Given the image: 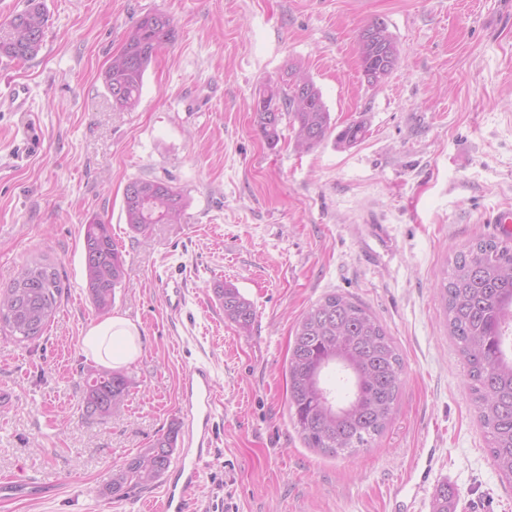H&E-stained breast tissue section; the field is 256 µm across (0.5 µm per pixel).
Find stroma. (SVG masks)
Returning a JSON list of instances; mask_svg holds the SVG:
<instances>
[{
    "label": "stroma",
    "mask_w": 512,
    "mask_h": 512,
    "mask_svg": "<svg viewBox=\"0 0 512 512\" xmlns=\"http://www.w3.org/2000/svg\"><path fill=\"white\" fill-rule=\"evenodd\" d=\"M44 43L31 61L0 57V98L29 87L27 108L0 111V287L44 260L64 284L60 311L35 340L0 328V512H142L160 486L112 476L178 423L180 380L208 360L223 408L197 498L205 512H512L493 465L464 361L448 334L440 284L475 237L504 238L512 206V0H44ZM169 14L175 41L145 74L140 104L112 106L102 73L144 14ZM384 21L400 49L369 86L356 35ZM305 70L337 126L365 123L358 144L295 151L288 123L269 146L254 119L260 88ZM169 179L183 223L130 231L123 189ZM111 224L126 258L112 312L132 320L142 353L122 371L128 405L89 420L91 366L81 344L102 316L83 273L82 226ZM184 278L171 317L158 280ZM229 282L256 312L249 332L214 294ZM330 292L365 305L403 363L394 419L371 448L332 458L305 447L290 417L294 327Z\"/></svg>",
    "instance_id": "stroma-1"
}]
</instances>
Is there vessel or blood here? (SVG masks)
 Returning a JSON list of instances; mask_svg holds the SVG:
<instances>
[{
  "label": "vessel or blood",
  "instance_id": "b4317fda",
  "mask_svg": "<svg viewBox=\"0 0 512 512\" xmlns=\"http://www.w3.org/2000/svg\"><path fill=\"white\" fill-rule=\"evenodd\" d=\"M160 298L170 315H180L187 303L185 280L169 276L160 282ZM217 397L210 366L193 364L181 383L180 450L165 477L162 512H198L195 491L203 464L210 457L217 426Z\"/></svg>",
  "mask_w": 512,
  "mask_h": 512
}]
</instances>
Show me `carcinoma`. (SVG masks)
<instances>
[{"mask_svg": "<svg viewBox=\"0 0 512 512\" xmlns=\"http://www.w3.org/2000/svg\"><path fill=\"white\" fill-rule=\"evenodd\" d=\"M48 23L42 0H26L25 8L0 24V57L32 59L40 51ZM375 31V48L360 58L364 72L390 75L399 60L397 44L386 24L373 20L358 33ZM173 20L156 11L142 16L127 33L121 51L103 74V83L120 111L139 102L145 73L156 53L175 40ZM257 125L268 145L275 146L280 124L288 117L294 147L309 152L331 134L336 144L361 142L364 123L335 130L320 89L310 77L289 68L283 85H267L254 100ZM187 201L176 186L162 179L135 178L125 185V224L138 234L153 224H179ZM86 288L93 306L112 309L115 290L125 277V257L112 237V225L95 216L83 225ZM450 336L466 364L475 409L488 436L494 465L512 480V354L504 328L512 321V237L479 238L460 250L442 285ZM63 282L58 270L33 261L0 289V323L19 341L43 335L60 306ZM224 318L246 331L255 319L252 304L232 284L214 288ZM340 367L352 385L344 403L327 393L322 374ZM402 360L382 324L364 305L341 293H329L297 322L288 363V400L293 425L305 445L331 456L353 455L370 447L393 420L401 387ZM81 409L89 418L123 413L130 380L121 371L89 367ZM177 429L169 427L149 448L115 473L108 492L117 494L132 483L150 488L171 463Z\"/></svg>", "mask_w": 512, "mask_h": 512, "instance_id": "carcinoma-1", "label": "carcinoma"}]
</instances>
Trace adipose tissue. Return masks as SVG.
I'll use <instances>...</instances> for the list:
<instances>
[{
    "mask_svg": "<svg viewBox=\"0 0 512 512\" xmlns=\"http://www.w3.org/2000/svg\"><path fill=\"white\" fill-rule=\"evenodd\" d=\"M82 348L96 363L117 368L136 360L142 343L136 325L117 315L89 327L82 338Z\"/></svg>",
    "mask_w": 512,
    "mask_h": 512,
    "instance_id": "1",
    "label": "adipose tissue"
}]
</instances>
